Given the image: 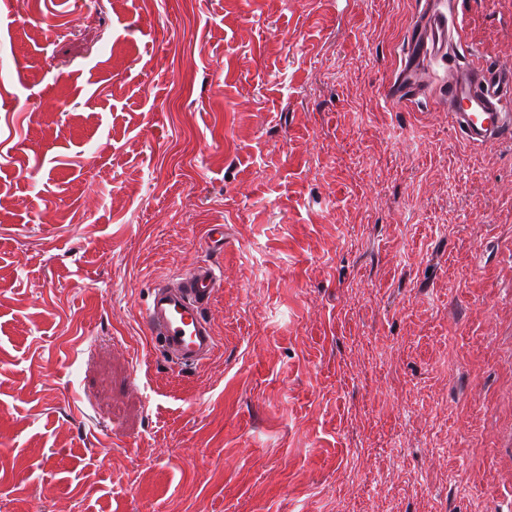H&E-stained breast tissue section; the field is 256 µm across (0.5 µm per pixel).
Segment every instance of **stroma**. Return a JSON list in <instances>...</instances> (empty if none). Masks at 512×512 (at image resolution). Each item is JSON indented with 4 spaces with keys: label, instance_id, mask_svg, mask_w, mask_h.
<instances>
[{
    "label": "stroma",
    "instance_id": "obj_1",
    "mask_svg": "<svg viewBox=\"0 0 512 512\" xmlns=\"http://www.w3.org/2000/svg\"><path fill=\"white\" fill-rule=\"evenodd\" d=\"M450 7L0 0V512H505L512 137L456 133L447 60L388 95ZM451 8L512 61V4ZM204 261L176 371L143 311ZM452 42L451 25L446 12L433 13L427 22L412 32L407 40L409 60L390 85V97L402 99L413 95L417 86L418 66L425 58H445ZM448 61H450L448 57Z\"/></svg>",
    "mask_w": 512,
    "mask_h": 512
}]
</instances>
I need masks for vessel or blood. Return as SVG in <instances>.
<instances>
[{"instance_id":"vessel-or-blood-1","label":"vessel or blood","mask_w":512,"mask_h":512,"mask_svg":"<svg viewBox=\"0 0 512 512\" xmlns=\"http://www.w3.org/2000/svg\"><path fill=\"white\" fill-rule=\"evenodd\" d=\"M452 41L448 15L432 14L407 40L409 60L390 85V97L402 99L417 90V71L424 59L444 58ZM446 107L460 132L470 141L489 142L512 135V66L470 63L457 71L445 90ZM221 286L207 262L189 270L175 286L156 284L143 318L152 345L173 365L188 367L213 355L216 339L205 307Z\"/></svg>"}]
</instances>
